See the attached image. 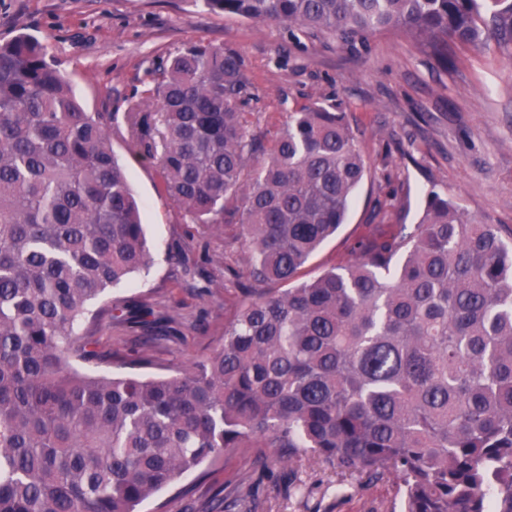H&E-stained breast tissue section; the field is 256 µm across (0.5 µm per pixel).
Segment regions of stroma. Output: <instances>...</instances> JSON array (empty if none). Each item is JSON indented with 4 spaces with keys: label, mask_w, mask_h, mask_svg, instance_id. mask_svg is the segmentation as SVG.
Instances as JSON below:
<instances>
[{
    "label": "stroma",
    "mask_w": 512,
    "mask_h": 512,
    "mask_svg": "<svg viewBox=\"0 0 512 512\" xmlns=\"http://www.w3.org/2000/svg\"><path fill=\"white\" fill-rule=\"evenodd\" d=\"M28 33L71 84L86 111L122 118L149 82L150 67L195 41L239 52L258 95L252 129L271 143L289 112L311 104L346 112L369 174L346 224L299 274L309 280L342 264L370 224H418L427 190L445 192L497 225L512 243V59L494 50L458 51L454 67L398 32L349 46L329 34L293 43L281 26L211 12L203 0H0V43ZM112 149L142 205L153 257L148 272L110 297L146 301L172 319L170 336L144 347L123 323L94 335L98 360L86 370L120 373L147 354L148 373H168L210 354L242 296L232 270L249 254L239 228L202 232L163 191L155 164L121 129ZM269 448H244L184 476L161 493L166 512H200L213 489L245 482L248 497L227 512H396L399 479L341 476L316 457L258 466Z\"/></svg>",
    "instance_id": "stroma-1"
}]
</instances>
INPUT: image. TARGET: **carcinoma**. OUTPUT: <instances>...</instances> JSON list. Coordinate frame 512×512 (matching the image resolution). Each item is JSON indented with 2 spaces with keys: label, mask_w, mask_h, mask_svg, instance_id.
<instances>
[{
  "label": "carcinoma",
  "mask_w": 512,
  "mask_h": 512,
  "mask_svg": "<svg viewBox=\"0 0 512 512\" xmlns=\"http://www.w3.org/2000/svg\"><path fill=\"white\" fill-rule=\"evenodd\" d=\"M204 3L294 40L404 32L444 68L458 46L512 56V0ZM149 75L125 132L193 223L240 226L247 298L182 369L79 366L95 357L81 322L155 340L170 318L92 309L149 264L110 118L84 110L37 38L0 43V512H136L249 444L395 473L399 512H512V246L497 227L431 190L414 230L376 224L295 285L367 176L347 115L302 107L267 148L238 52L196 42Z\"/></svg>",
  "instance_id": "obj_1"
}]
</instances>
